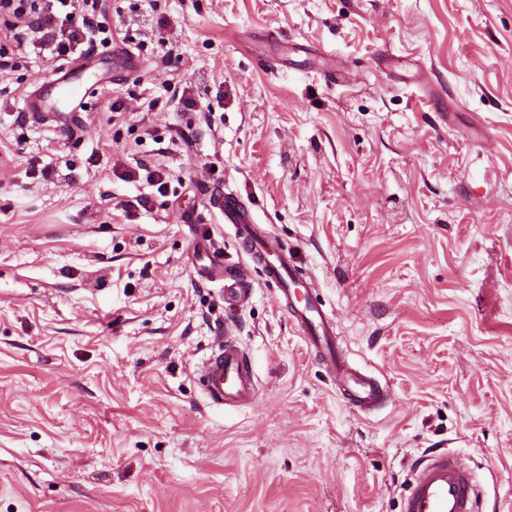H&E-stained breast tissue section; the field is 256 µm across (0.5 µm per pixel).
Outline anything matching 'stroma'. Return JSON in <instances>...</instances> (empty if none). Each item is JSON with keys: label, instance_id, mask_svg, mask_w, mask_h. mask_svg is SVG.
<instances>
[{"label": "stroma", "instance_id": "35a3bbf8", "mask_svg": "<svg viewBox=\"0 0 512 512\" xmlns=\"http://www.w3.org/2000/svg\"><path fill=\"white\" fill-rule=\"evenodd\" d=\"M133 4L106 19L143 67L82 131L25 107L55 63L0 75V512H401L439 449L477 512H512V0ZM186 83L206 111L173 101ZM220 190L292 253L384 406L347 399L262 271L238 305L198 279L185 214L227 271L246 260ZM219 328L253 406L204 401Z\"/></svg>", "mask_w": 512, "mask_h": 512}]
</instances>
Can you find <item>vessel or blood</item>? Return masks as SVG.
Masks as SVG:
<instances>
[{
	"label": "vessel or blood",
	"instance_id": "1",
	"mask_svg": "<svg viewBox=\"0 0 512 512\" xmlns=\"http://www.w3.org/2000/svg\"><path fill=\"white\" fill-rule=\"evenodd\" d=\"M139 58L129 49L117 46L104 53H92L74 63L59 67L53 78L35 86L26 96L31 112L66 116L77 125L86 99L117 75L136 72ZM209 207L225 223L231 224L236 238L247 245L248 262L233 274H225L222 253L210 236L193 237L195 253L204 257L194 264L198 278L224 282L226 302H243L249 296V271L262 269L278 291V300L289 308L303 332L304 340L320 360L334 373L343 392L367 411L383 402V388L372 376L353 369L336 348L332 319L314 297L312 284L303 278L293 257L254 218L237 195L211 196ZM199 377L207 405L216 409L239 408L254 403L258 397L255 373L248 356L229 337L217 339V347L199 365ZM476 494L473 476L460 458L441 451L419 461L414 477L403 498V512H473Z\"/></svg>",
	"mask_w": 512,
	"mask_h": 512
}]
</instances>
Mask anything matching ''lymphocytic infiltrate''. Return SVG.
Instances as JSON below:
<instances>
[{
	"mask_svg": "<svg viewBox=\"0 0 512 512\" xmlns=\"http://www.w3.org/2000/svg\"><path fill=\"white\" fill-rule=\"evenodd\" d=\"M103 10L102 0H0V71L32 47L49 60L70 63L111 47L120 33Z\"/></svg>",
	"mask_w": 512,
	"mask_h": 512,
	"instance_id": "f902f5d3",
	"label": "lymphocytic infiltrate"
}]
</instances>
